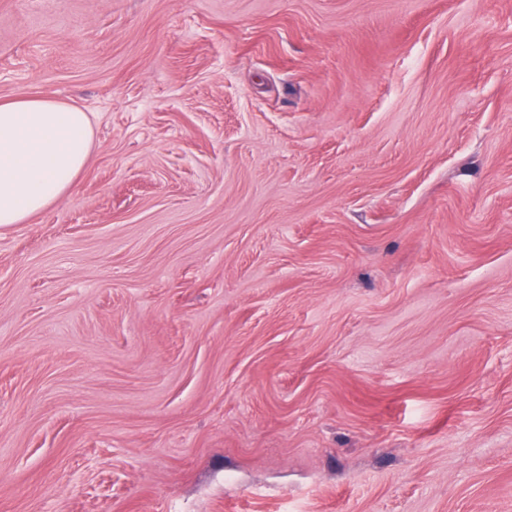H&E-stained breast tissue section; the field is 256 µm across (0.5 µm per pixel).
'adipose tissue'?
<instances>
[{"label":"adipose tissue","instance_id":"ef3b65f1","mask_svg":"<svg viewBox=\"0 0 512 512\" xmlns=\"http://www.w3.org/2000/svg\"><path fill=\"white\" fill-rule=\"evenodd\" d=\"M93 124L49 97L0 102V224H22L70 193L87 170Z\"/></svg>","mask_w":512,"mask_h":512}]
</instances>
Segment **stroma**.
<instances>
[{
	"mask_svg": "<svg viewBox=\"0 0 512 512\" xmlns=\"http://www.w3.org/2000/svg\"><path fill=\"white\" fill-rule=\"evenodd\" d=\"M20 96L0 512H512V0H0ZM93 124L49 97L0 102V224H23L70 193L87 170Z\"/></svg>",
	"mask_w": 512,
	"mask_h": 512,
	"instance_id": "1",
	"label": "stroma"
}]
</instances>
